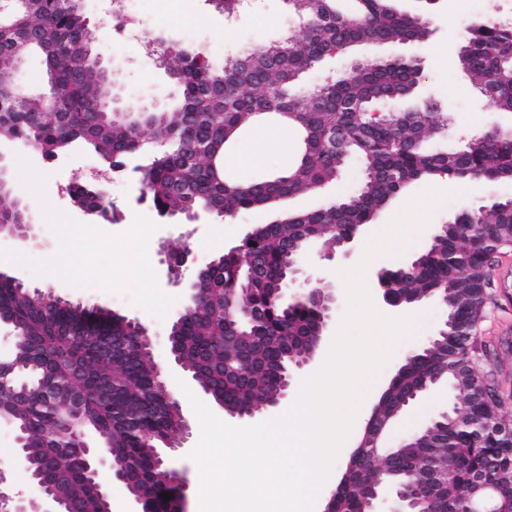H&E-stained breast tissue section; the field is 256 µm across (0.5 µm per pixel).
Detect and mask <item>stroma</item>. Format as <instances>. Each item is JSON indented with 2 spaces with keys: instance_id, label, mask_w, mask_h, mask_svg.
Wrapping results in <instances>:
<instances>
[{
  "instance_id": "stroma-1",
  "label": "stroma",
  "mask_w": 512,
  "mask_h": 512,
  "mask_svg": "<svg viewBox=\"0 0 512 512\" xmlns=\"http://www.w3.org/2000/svg\"><path fill=\"white\" fill-rule=\"evenodd\" d=\"M137 15L148 23L154 36L182 45L206 44L210 60L217 66L223 65L226 54L299 28L283 0H249L248 7L230 21L209 0H139ZM478 15L510 16L512 0H435L430 14L432 34L424 45L413 48L394 43L355 48L306 74L302 87L310 89L327 76L342 73L357 60L413 52L423 63V82L414 94L382 103L379 109L384 113L407 112L422 108L430 100L442 104L448 113V130L429 135L425 142L428 150L454 149L476 133L511 126L512 112L495 109L458 66L457 52L466 27ZM98 50L116 88L120 110L163 108L178 95L179 85L169 69L146 59L145 45L130 39L123 29H110ZM0 150L13 158L10 181L27 204L32 223L27 241L0 235V273L18 277L30 288L51 291L54 297L109 309L141 323L152 339L154 362L164 368L166 381H173L178 371L168 365L169 332L177 314L187 305L190 292L166 285L160 242L174 248L189 244L191 254L184 275L190 278L200 264L239 245L254 226L274 220V212L255 208L230 219L209 215L197 222L196 231L191 234L186 225L166 223L150 201L141 200L138 175L128 166L111 176L115 217L109 222L86 215L68 193L69 187L90 176L98 165L88 151L73 148L46 163L31 151L3 141ZM361 176L359 162L350 161L339 181L286 198L282 207L292 212L318 209L353 191ZM434 185L454 192L435 211L432 221L436 224L447 222L462 210L512 197V183H450L438 179ZM405 201V196H397L372 224L363 227L351 256H343L338 248L328 249L320 240L308 244L302 265L307 276L335 287L337 314H344L347 307L345 291L338 286L337 269L355 265L367 239L379 232ZM145 248L152 258V269L147 273L135 263ZM484 280L485 306L476 324L470 355L499 392L501 414L512 418V247H501L492 256L484 269ZM414 310L421 315L417 334L401 343L380 371L364 401V412H371L406 353L436 336L446 319L444 307L431 300L416 304ZM457 398V392L447 382H439L394 420L391 442L400 443L424 430Z\"/></svg>"
}]
</instances>
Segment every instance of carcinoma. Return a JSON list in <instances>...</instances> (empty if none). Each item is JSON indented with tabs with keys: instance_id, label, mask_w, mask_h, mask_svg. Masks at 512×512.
Returning a JSON list of instances; mask_svg holds the SVG:
<instances>
[{
	"instance_id": "carcinoma-1",
	"label": "carcinoma",
	"mask_w": 512,
	"mask_h": 512,
	"mask_svg": "<svg viewBox=\"0 0 512 512\" xmlns=\"http://www.w3.org/2000/svg\"><path fill=\"white\" fill-rule=\"evenodd\" d=\"M300 20L301 38L280 37L241 54L227 55L221 68L212 66L203 48H174L162 53L179 86L177 101L160 112L145 110L95 121L96 108L115 98L110 76L102 75L99 56L88 49L98 36L84 12L72 0H28L35 26L32 40L19 39L10 16H0V79L17 73V53L44 58L50 91L65 103L64 113L43 110L41 99L24 103L0 102V140L22 146L35 141L48 158L80 144L99 162L120 169L139 154L144 132L160 143L143 169L147 194L163 215L205 205L217 217L234 216L255 207L272 206L285 197L302 194L336 180L346 161L359 158L366 172L361 188L310 212L288 213L254 234L255 245L223 254L224 273L199 285V291L178 325L182 360L200 389L229 408H252L272 401L282 389L288 370L299 355L310 351L319 313L310 303L288 305L278 299L285 287L288 239L307 243L336 233L340 237L357 224H370L390 199L410 186L432 178L457 181H512V139L493 131L473 137L465 150L430 153L423 149L427 134L447 125L435 104L412 112L375 113V105L408 96L419 85L423 68L416 55L362 60L337 76L299 95L304 75L350 47L381 43L416 44L429 35V19L399 13L392 0H285ZM462 69L480 93L493 82L491 103L512 112V24L490 15L470 21L458 51ZM271 123L298 143L288 169L256 181H236L225 175L224 155L241 139L245 123ZM344 130L340 150L325 143L333 130ZM209 141L215 154L196 160L197 144ZM488 228L479 234L450 231L439 234L416 258L410 273L394 267L386 283L412 305L437 299L446 289L464 299L456 318L475 321L476 289L484 281L488 253L512 240V203L489 206L453 217L456 224L474 218ZM28 221L27 207L9 179L0 184V231ZM258 257L263 276L249 297L238 295L248 262ZM25 285L0 281V312L10 327V361L22 363L36 381L47 380L62 397L72 393L82 404L75 431H94L120 464L125 486L145 497L149 512H179L178 486L152 481L158 446L182 429L181 419L156 387V369L134 339L128 318L104 317L101 309L60 301L31 305ZM256 308L262 314L250 349L245 373H238V348L224 338L225 309ZM112 342V356L98 348ZM469 342L448 337L416 350L392 378L374 407L375 426L389 423L406 408L415 393L434 375H442L460 394L470 420L490 427L481 435L452 424L442 416L432 430L408 448H394L377 465L363 452L342 476L335 512H368V494L393 481L408 487L426 483L424 464L437 458L449 466L436 495L442 512H456L483 472L506 501L512 500V419L495 404L474 397L481 385L476 373L465 370ZM21 431V444L31 475L43 479L64 504L81 512H102L103 502L91 468L70 447L66 427L71 414L57 401L47 411L42 398L0 397V419ZM171 494L165 499L163 493Z\"/></svg>"
}]
</instances>
